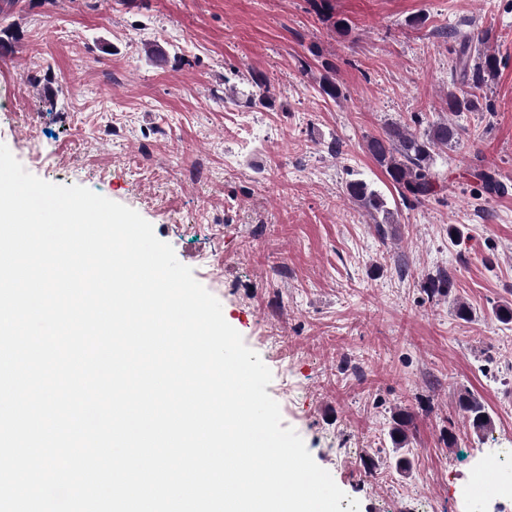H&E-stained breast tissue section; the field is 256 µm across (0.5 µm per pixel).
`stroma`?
<instances>
[{"label":"stroma","mask_w":512,"mask_h":512,"mask_svg":"<svg viewBox=\"0 0 512 512\" xmlns=\"http://www.w3.org/2000/svg\"><path fill=\"white\" fill-rule=\"evenodd\" d=\"M7 27L0 144L172 246L271 370L283 427L341 508L512 512L470 492L491 459L512 487V324L494 316L512 305V0H0ZM460 33L498 66L484 107L449 115ZM330 66L335 100L319 92ZM258 72L273 106L247 102ZM445 116L463 134L434 158L436 194L406 204L366 142ZM478 169L506 193L485 194ZM354 179L390 223L348 196ZM443 273L451 292L428 294ZM465 392L484 432L458 409ZM400 413L404 472L389 437ZM346 190L351 199L359 204L370 214L382 212L385 214V221L389 219L390 211L386 208V201L375 190L361 180H351L346 185ZM458 407L475 432L483 431L491 424L484 405L470 393L466 392L459 396Z\"/></svg>","instance_id":"stroma-1"}]
</instances>
